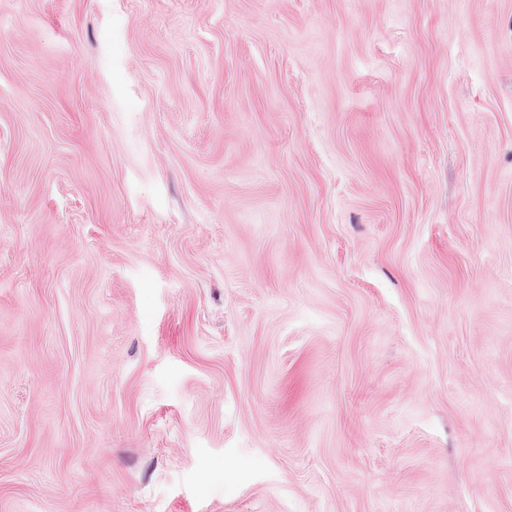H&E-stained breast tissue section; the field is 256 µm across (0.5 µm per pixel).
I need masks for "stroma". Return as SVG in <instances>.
<instances>
[{"mask_svg":"<svg viewBox=\"0 0 512 512\" xmlns=\"http://www.w3.org/2000/svg\"><path fill=\"white\" fill-rule=\"evenodd\" d=\"M0 512H512V0H0Z\"/></svg>","mask_w":512,"mask_h":512,"instance_id":"stroma-1","label":"stroma"}]
</instances>
